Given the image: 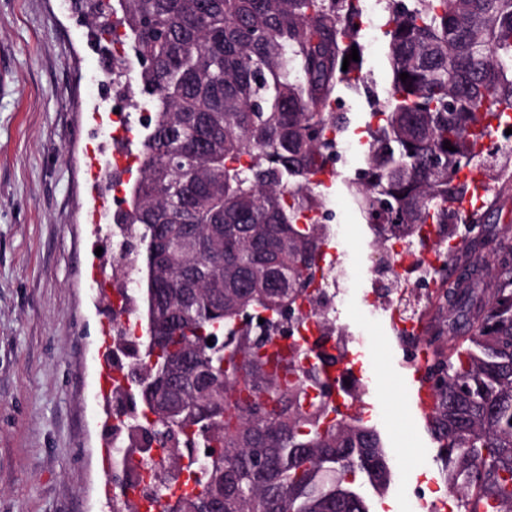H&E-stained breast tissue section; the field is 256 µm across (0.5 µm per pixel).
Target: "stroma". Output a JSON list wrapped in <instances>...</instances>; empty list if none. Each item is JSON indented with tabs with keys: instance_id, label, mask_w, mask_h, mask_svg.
Returning a JSON list of instances; mask_svg holds the SVG:
<instances>
[{
	"instance_id": "stroma-1",
	"label": "stroma",
	"mask_w": 512,
	"mask_h": 512,
	"mask_svg": "<svg viewBox=\"0 0 512 512\" xmlns=\"http://www.w3.org/2000/svg\"><path fill=\"white\" fill-rule=\"evenodd\" d=\"M87 17L58 0H0V512H109L101 493L104 418L98 396L107 301L89 279L94 236L89 220V148L105 144L92 115L109 100L86 78L98 58ZM350 174L322 183L346 211L350 251L348 305L336 314L350 339L380 346L385 316L365 303L376 280L363 258L371 234L345 192ZM362 381L381 379L385 407L364 409L381 431L395 476L372 495L373 512H404L408 493L428 481L448 490L437 449L402 411L390 377L362 357Z\"/></svg>"
}]
</instances>
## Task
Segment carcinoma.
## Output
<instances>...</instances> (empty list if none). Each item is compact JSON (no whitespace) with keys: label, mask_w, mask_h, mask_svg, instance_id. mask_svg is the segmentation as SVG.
Instances as JSON below:
<instances>
[{"label":"carcinoma","mask_w":512,"mask_h":512,"mask_svg":"<svg viewBox=\"0 0 512 512\" xmlns=\"http://www.w3.org/2000/svg\"><path fill=\"white\" fill-rule=\"evenodd\" d=\"M384 11L391 84L348 185L382 254L479 223L482 186L467 173L497 171L485 141L512 129V0H385ZM357 17L358 0H115L90 14L123 29L139 58L133 96L152 109L112 236L134 257L137 288L118 295L144 330L117 393L136 410L134 436L168 449L149 500L163 512H371L364 488L393 480L380 432L333 405L327 359L267 351L291 318L335 329L296 311L333 236L311 213L325 202L327 133L349 128L330 103L364 82L361 63L342 70L361 48ZM494 239L487 260L443 256L460 268L424 340L426 430L456 512H512V228L484 227L468 249ZM259 310L256 331L245 317ZM221 334L223 346L207 344ZM201 448L221 459L197 469ZM136 454L113 482L138 471Z\"/></svg>","instance_id":"cac0c4a2"}]
</instances>
